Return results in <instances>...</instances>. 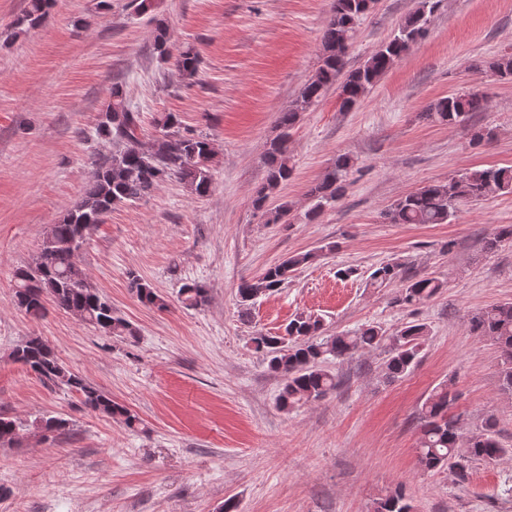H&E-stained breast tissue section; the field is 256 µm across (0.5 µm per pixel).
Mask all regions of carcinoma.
<instances>
[{
	"label": "carcinoma",
	"mask_w": 512,
	"mask_h": 512,
	"mask_svg": "<svg viewBox=\"0 0 512 512\" xmlns=\"http://www.w3.org/2000/svg\"><path fill=\"white\" fill-rule=\"evenodd\" d=\"M440 0H420L418 8L400 24L394 36L384 43L358 68L343 73L349 42L359 21L370 11L369 0H332L330 15L322 30L320 65L304 83L298 97L279 113L280 133L272 139L264 156L267 168L265 181L255 190L253 207L268 215L267 223L287 222L292 207L281 203L269 209L267 202L279 186L292 175L288 164V141L300 120L301 113L317 102L336 82H341V107L350 108L408 51L410 45L423 37L430 17ZM50 7V0H28L24 16L18 24L34 27ZM199 54L191 48L181 52L175 67L184 78L198 71ZM496 76L512 77V54H503L487 62ZM486 96L478 90L453 93L431 102L427 116L448 125H462L472 115L486 109ZM160 134L148 148L141 144L138 113L126 103L122 85H112L110 97L100 112L96 133L122 143L123 148L105 162L97 164L92 181L86 186L81 200L44 237L34 265L19 269L15 274L14 302L17 308L33 318L47 313V303L77 315L83 322L108 336L133 337L136 329L118 315L105 297L91 288L75 260V250L105 222L112 209L137 202L154 192L165 181L175 178L190 193L204 196L212 185L215 152L209 139L202 135L182 134L180 121L173 112L163 113L157 120ZM352 168L351 159L340 155L324 177L312 186L308 196L312 205L307 217L319 216L342 196ZM495 191H512V168H472L446 182L425 185L397 199L386 212L391 224H448L461 202L477 200ZM512 239V224L497 226L486 240L494 249L498 243ZM313 251L291 255L266 269L261 275L241 281L238 296L241 319L250 317V307L256 299L278 291L291 274L311 263ZM371 284L386 287L399 280L402 288L397 302L421 304L444 287L436 277H407L397 263H382L370 276ZM130 288L138 301L157 310L169 307L168 301L148 283L134 276ZM179 301L186 307H201L209 301V291L203 285L185 283L179 289ZM476 335L494 342L501 354V387L512 392V302L497 304L470 319ZM427 326L409 324L393 336L385 334L379 325H365L353 332L323 334L322 320L313 315H300L288 322L285 334L259 333L252 337L255 351L262 354L268 369L282 378L277 398L279 408L290 412L294 408L326 398L338 382L324 369L328 359L343 361L362 352L382 348L388 353L386 375L395 380L406 375L416 364L417 356L427 336ZM15 362L34 372L45 383L81 396L90 412L121 417L130 429L137 428L139 419L112 397L91 386L77 373L60 362L53 349L39 336H30L12 352ZM457 397L451 387L437 386L421 406L417 465L427 471L451 469L458 482L468 479V462L482 460L493 463L506 450L497 438L493 419L473 431L465 427L461 416L448 414ZM67 420L42 417L33 422L35 428L47 433L63 434ZM26 425L0 413V444L19 446ZM374 512H413L403 490L398 489L376 502Z\"/></svg>",
	"instance_id": "obj_1"
}]
</instances>
